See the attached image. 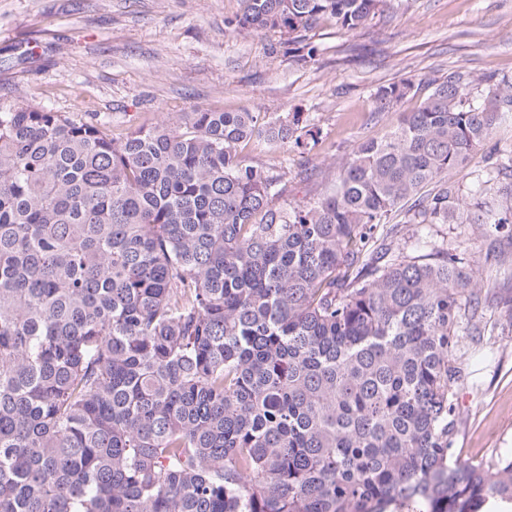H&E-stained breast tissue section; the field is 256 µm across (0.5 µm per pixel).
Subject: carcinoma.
<instances>
[{
	"label": "carcinoma",
	"instance_id": "1",
	"mask_svg": "<svg viewBox=\"0 0 512 512\" xmlns=\"http://www.w3.org/2000/svg\"><path fill=\"white\" fill-rule=\"evenodd\" d=\"M225 26L297 61L330 16L385 0H241ZM412 89L379 87L387 110ZM512 117V76L451 73L312 204L239 152L318 131L189 112L118 139L110 122L0 109V512H486L512 456L453 458L469 260L416 230L512 223V158L447 180ZM434 180L438 191L420 195Z\"/></svg>",
	"mask_w": 512,
	"mask_h": 512
}]
</instances>
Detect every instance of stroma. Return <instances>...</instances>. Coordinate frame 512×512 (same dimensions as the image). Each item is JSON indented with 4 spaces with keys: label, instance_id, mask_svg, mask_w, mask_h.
Listing matches in <instances>:
<instances>
[{
    "label": "stroma",
    "instance_id": "35a3bbf8",
    "mask_svg": "<svg viewBox=\"0 0 512 512\" xmlns=\"http://www.w3.org/2000/svg\"><path fill=\"white\" fill-rule=\"evenodd\" d=\"M241 0H0V108L36 106L119 137L198 108L302 113L318 129L307 153L269 152L251 163L287 173L284 201L311 203L362 142L381 139L449 73L512 75V0H387L364 27L326 17L308 34L319 49L303 64L278 34L233 32ZM410 81L390 111L379 86ZM449 252H465L480 282L457 331L463 381L455 395L454 456L488 466L512 455V224H432Z\"/></svg>",
    "mask_w": 512,
    "mask_h": 512
}]
</instances>
